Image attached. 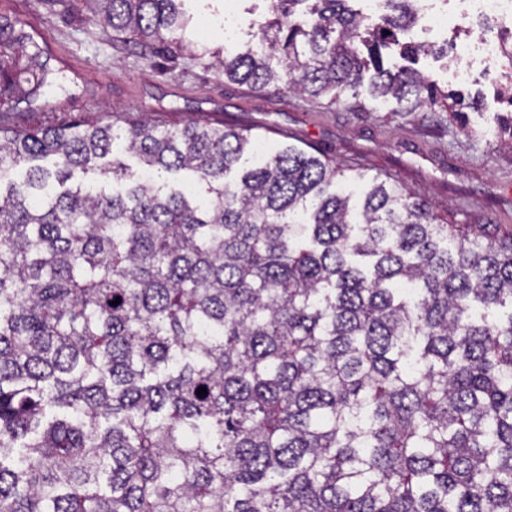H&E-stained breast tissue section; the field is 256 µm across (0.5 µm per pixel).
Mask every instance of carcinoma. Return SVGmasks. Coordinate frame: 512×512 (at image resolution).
Instances as JSON below:
<instances>
[{
  "instance_id": "obj_1",
  "label": "carcinoma",
  "mask_w": 512,
  "mask_h": 512,
  "mask_svg": "<svg viewBox=\"0 0 512 512\" xmlns=\"http://www.w3.org/2000/svg\"><path fill=\"white\" fill-rule=\"evenodd\" d=\"M144 45L180 0H83ZM224 78L319 98H448L385 65L431 46L351 0H273ZM23 69L0 102L48 84ZM245 129L148 118L0 127V512H512V225L437 224L381 175ZM139 157L127 172L121 156ZM112 156V192L65 184ZM193 173L201 193L170 189ZM121 302L113 306L115 299ZM206 394L197 395V389Z\"/></svg>"
}]
</instances>
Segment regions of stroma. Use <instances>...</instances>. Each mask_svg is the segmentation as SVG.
I'll return each instance as SVG.
<instances>
[{
    "label": "stroma",
    "mask_w": 512,
    "mask_h": 512,
    "mask_svg": "<svg viewBox=\"0 0 512 512\" xmlns=\"http://www.w3.org/2000/svg\"><path fill=\"white\" fill-rule=\"evenodd\" d=\"M190 18L179 45L161 54L129 34L95 23L79 0H0V19L23 28L43 49L54 72L40 96H22L0 108V126L60 127L83 118L148 117L179 126L191 122L249 129L258 153L290 144L312 146L344 169L381 174L427 200L442 224L512 225V135L498 131L505 66L474 58L466 78L455 35L441 58H420L419 70L442 90L478 98L477 109L403 114L385 102L273 93L224 80L203 58L223 52L224 29L250 39L266 0H184Z\"/></svg>",
    "instance_id": "35a3bbf8"
}]
</instances>
